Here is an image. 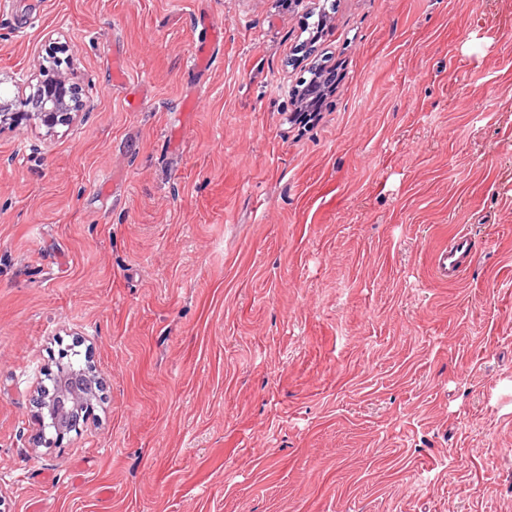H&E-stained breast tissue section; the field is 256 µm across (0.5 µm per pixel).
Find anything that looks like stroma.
I'll return each instance as SVG.
<instances>
[{
	"label": "stroma",
	"instance_id": "obj_1",
	"mask_svg": "<svg viewBox=\"0 0 512 512\" xmlns=\"http://www.w3.org/2000/svg\"><path fill=\"white\" fill-rule=\"evenodd\" d=\"M52 41L82 111L0 129V512H512V0H7L0 92ZM477 254L475 244L466 234H459L448 241V248L438 256V269L448 281L459 278L467 262L473 260ZM469 259V261H468Z\"/></svg>",
	"mask_w": 512,
	"mask_h": 512
}]
</instances>
